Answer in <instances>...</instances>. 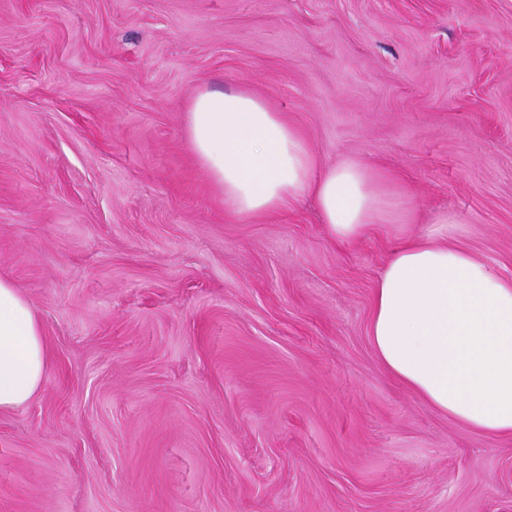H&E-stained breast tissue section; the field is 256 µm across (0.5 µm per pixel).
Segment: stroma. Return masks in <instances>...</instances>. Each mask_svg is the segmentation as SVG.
I'll use <instances>...</instances> for the list:
<instances>
[{
  "mask_svg": "<svg viewBox=\"0 0 512 512\" xmlns=\"http://www.w3.org/2000/svg\"><path fill=\"white\" fill-rule=\"evenodd\" d=\"M240 88L512 275V0H0V277L49 356L0 512H512V438L370 344L396 226L225 208L187 112Z\"/></svg>",
  "mask_w": 512,
  "mask_h": 512,
  "instance_id": "obj_1",
  "label": "stroma"
}]
</instances>
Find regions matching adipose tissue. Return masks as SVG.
Segmentation results:
<instances>
[{
	"label": "adipose tissue",
	"instance_id": "obj_1",
	"mask_svg": "<svg viewBox=\"0 0 512 512\" xmlns=\"http://www.w3.org/2000/svg\"><path fill=\"white\" fill-rule=\"evenodd\" d=\"M187 137L236 215L255 217L309 197L342 242L412 221L393 176L356 157L320 166L303 133L247 90L199 93ZM448 236L442 215L392 252L374 290L370 342L384 368L435 410L512 436V277ZM48 363L32 306L0 278V410L27 403Z\"/></svg>",
	"mask_w": 512,
	"mask_h": 512
}]
</instances>
